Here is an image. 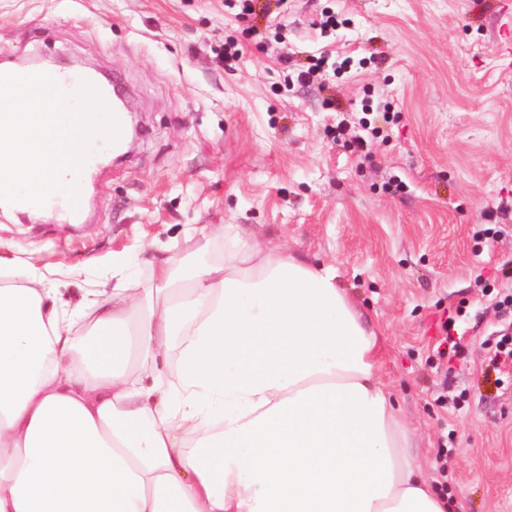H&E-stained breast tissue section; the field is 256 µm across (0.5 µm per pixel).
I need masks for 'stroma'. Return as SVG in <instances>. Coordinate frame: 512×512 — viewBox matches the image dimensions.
I'll return each instance as SVG.
<instances>
[{
  "instance_id": "stroma-1",
  "label": "stroma",
  "mask_w": 512,
  "mask_h": 512,
  "mask_svg": "<svg viewBox=\"0 0 512 512\" xmlns=\"http://www.w3.org/2000/svg\"><path fill=\"white\" fill-rule=\"evenodd\" d=\"M327 10L349 26L320 31ZM511 26L512 0H259L245 18L228 0H0L1 61L119 75L139 123L84 223L1 210L0 256L66 301L120 275L144 287L170 250L223 261L224 224L334 264L433 487L512 512V360L494 357L512 337ZM228 38L245 50L230 68L214 55ZM317 55L354 62L284 90ZM364 117L380 133L362 149Z\"/></svg>"
}]
</instances>
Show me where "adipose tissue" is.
<instances>
[{
  "instance_id": "obj_1",
  "label": "adipose tissue",
  "mask_w": 512,
  "mask_h": 512,
  "mask_svg": "<svg viewBox=\"0 0 512 512\" xmlns=\"http://www.w3.org/2000/svg\"><path fill=\"white\" fill-rule=\"evenodd\" d=\"M223 230L81 296L82 336L40 269L0 284V512H448L336 267Z\"/></svg>"
}]
</instances>
